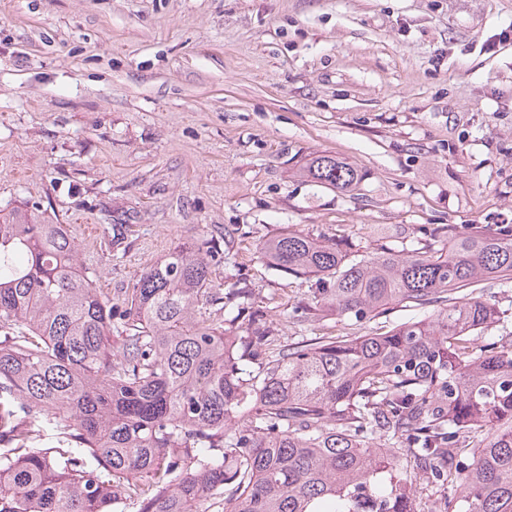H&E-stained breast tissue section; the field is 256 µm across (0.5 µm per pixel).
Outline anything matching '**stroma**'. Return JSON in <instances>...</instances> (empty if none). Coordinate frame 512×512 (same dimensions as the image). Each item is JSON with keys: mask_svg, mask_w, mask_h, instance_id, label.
Instances as JSON below:
<instances>
[{"mask_svg": "<svg viewBox=\"0 0 512 512\" xmlns=\"http://www.w3.org/2000/svg\"><path fill=\"white\" fill-rule=\"evenodd\" d=\"M316 152L358 186L300 176ZM17 206L70 225L117 304L208 238L214 280L282 344L423 318L289 322L312 283L258 248L291 230L366 254L512 224V0H0V210Z\"/></svg>", "mask_w": 512, "mask_h": 512, "instance_id": "35a3bbf8", "label": "stroma"}]
</instances>
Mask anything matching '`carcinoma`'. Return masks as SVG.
Wrapping results in <instances>:
<instances>
[{
  "label": "carcinoma",
  "mask_w": 512,
  "mask_h": 512,
  "mask_svg": "<svg viewBox=\"0 0 512 512\" xmlns=\"http://www.w3.org/2000/svg\"><path fill=\"white\" fill-rule=\"evenodd\" d=\"M302 175L360 180L324 153ZM259 252L314 280L315 321L433 312L282 345L263 310H227L210 240L169 251L119 307L66 225L0 214V512H425L421 475L448 489L439 512H512V345L471 339L500 321L479 283L512 284V224L371 255L285 231Z\"/></svg>",
  "instance_id": "carcinoma-1"
}]
</instances>
